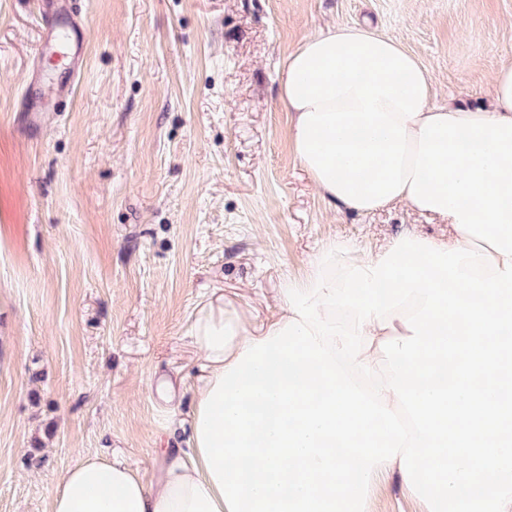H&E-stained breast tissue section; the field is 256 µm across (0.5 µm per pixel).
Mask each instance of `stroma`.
Listing matches in <instances>:
<instances>
[{
  "label": "stroma",
  "instance_id": "35a3bbf8",
  "mask_svg": "<svg viewBox=\"0 0 512 512\" xmlns=\"http://www.w3.org/2000/svg\"><path fill=\"white\" fill-rule=\"evenodd\" d=\"M69 13L79 81L41 12ZM370 24L413 52L438 106H490L512 0H0V512H47L80 457L149 475L185 445L216 296L254 324L328 241L353 255L448 227L404 204L335 208L289 141L280 82L307 37ZM366 512H421L397 476Z\"/></svg>",
  "mask_w": 512,
  "mask_h": 512
}]
</instances>
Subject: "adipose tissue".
Instances as JSON below:
<instances>
[{"mask_svg":"<svg viewBox=\"0 0 512 512\" xmlns=\"http://www.w3.org/2000/svg\"><path fill=\"white\" fill-rule=\"evenodd\" d=\"M433 94L371 29L300 44L280 97L313 185L349 212L440 217L447 239L403 231L356 257L329 241L258 328L202 310L187 447L162 449L149 482L82 457L49 512H364L386 473L424 512H512V62L488 108Z\"/></svg>","mask_w":512,"mask_h":512,"instance_id":"adipose-tissue-1","label":"adipose tissue"}]
</instances>
